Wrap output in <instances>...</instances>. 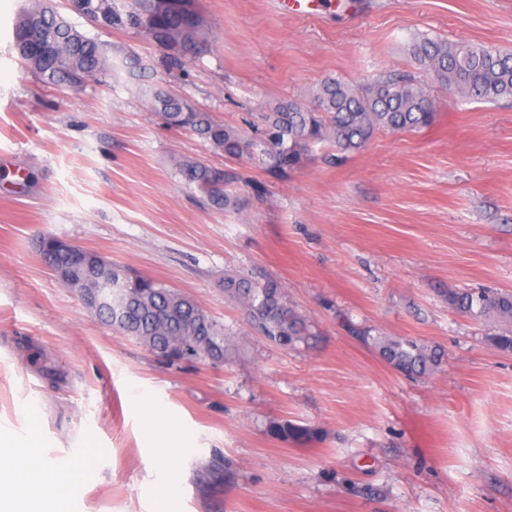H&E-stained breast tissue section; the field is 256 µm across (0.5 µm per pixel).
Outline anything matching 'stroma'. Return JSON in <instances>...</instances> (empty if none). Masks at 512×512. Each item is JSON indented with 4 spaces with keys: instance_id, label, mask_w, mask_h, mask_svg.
Wrapping results in <instances>:
<instances>
[{
    "instance_id": "stroma-1",
    "label": "stroma",
    "mask_w": 512,
    "mask_h": 512,
    "mask_svg": "<svg viewBox=\"0 0 512 512\" xmlns=\"http://www.w3.org/2000/svg\"><path fill=\"white\" fill-rule=\"evenodd\" d=\"M27 0H0V422L42 403L67 456L89 438L96 469L67 512H157L158 467L183 491L168 512H512V354L449 308L457 288L512 291V99L459 100L408 56L426 35L512 49V0H337L308 15L275 0H198L200 55L167 68L132 29H100L70 0L51 7L105 44L112 77L47 86L11 49ZM410 74L433 125L377 133L345 160L325 147L285 178L214 152L151 112L153 90L253 131L262 112L340 76ZM197 159L229 175L211 208L179 172ZM51 235L193 298L240 343L226 364H171L100 320L37 251ZM280 281L309 344L249 331L219 283ZM437 346L434 374L386 365L353 327ZM149 390L200 449L164 455L130 401ZM320 441L271 437L269 421ZM268 433L276 438L307 444L318 440L317 432L306 425L288 420H272L267 427Z\"/></svg>"
}]
</instances>
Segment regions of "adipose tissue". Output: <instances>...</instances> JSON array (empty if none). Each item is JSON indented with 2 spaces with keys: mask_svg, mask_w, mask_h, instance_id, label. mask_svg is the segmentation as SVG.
I'll return each mask as SVG.
<instances>
[{
  "mask_svg": "<svg viewBox=\"0 0 512 512\" xmlns=\"http://www.w3.org/2000/svg\"><path fill=\"white\" fill-rule=\"evenodd\" d=\"M131 399L142 414L147 432L164 426L170 436L168 452L190 457L196 439L171 418L153 395L133 389ZM25 418L22 427L0 425V512H61L65 497L81 489L71 461L83 457V446L70 449L67 459L53 457L43 436L39 398L31 397L19 407Z\"/></svg>",
  "mask_w": 512,
  "mask_h": 512,
  "instance_id": "1",
  "label": "adipose tissue"
}]
</instances>
